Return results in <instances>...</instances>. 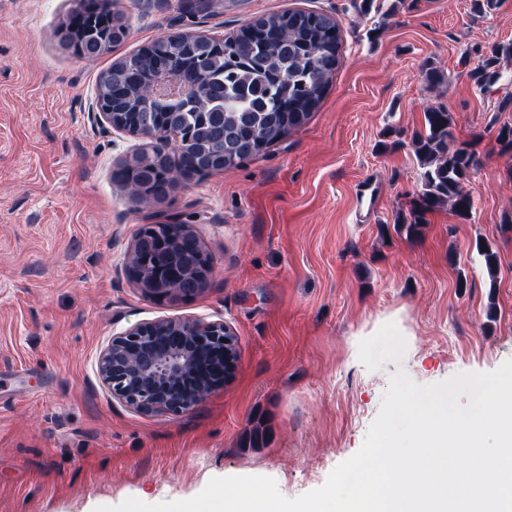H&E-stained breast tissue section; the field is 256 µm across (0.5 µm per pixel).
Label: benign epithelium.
<instances>
[{
  "mask_svg": "<svg viewBox=\"0 0 512 512\" xmlns=\"http://www.w3.org/2000/svg\"><path fill=\"white\" fill-rule=\"evenodd\" d=\"M190 37L199 39L203 34L192 31L165 34L144 46L141 52L160 57L167 40ZM159 84L158 80H145L137 87L139 105L147 110L145 126L129 129L123 113L105 105L100 95L96 99L97 117L116 131L152 138L162 151L170 154L186 149L190 139L168 127L150 136L152 113L148 109L161 97ZM191 235L193 232L184 224H162L159 229L133 241L127 271L145 295L188 299L205 289L210 263L200 244L192 271L174 276H165L159 271L146 273L154 264L161 241L178 243ZM236 361V337L228 325L178 319L140 323L113 335L100 351L96 367L112 398L125 406L144 415H180L222 388L231 379Z\"/></svg>",
  "mask_w": 512,
  "mask_h": 512,
  "instance_id": "1",
  "label": "benign epithelium"
}]
</instances>
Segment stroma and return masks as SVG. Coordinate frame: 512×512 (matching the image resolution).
Segmentation results:
<instances>
[{
  "mask_svg": "<svg viewBox=\"0 0 512 512\" xmlns=\"http://www.w3.org/2000/svg\"><path fill=\"white\" fill-rule=\"evenodd\" d=\"M359 2L117 0L128 38L87 59L59 46L75 0H0V512L185 500L216 476L270 477L293 499L360 449L391 374L431 385L512 359V152L497 140L512 125V58L489 90L471 78L512 41V0L480 13L472 0ZM291 9L342 32L310 118L165 201L130 196L114 173L152 142L96 120L100 72L164 34L229 36ZM431 105L474 154V209L436 210L410 234L398 218L421 183L411 141ZM151 224L198 235L202 293L150 298L130 280ZM159 319L221 321L237 337L231 383L178 416L125 407L96 373L113 334ZM395 320L408 335L384 332Z\"/></svg>",
  "mask_w": 512,
  "mask_h": 512,
  "instance_id": "stroma-1",
  "label": "stroma"
}]
</instances>
